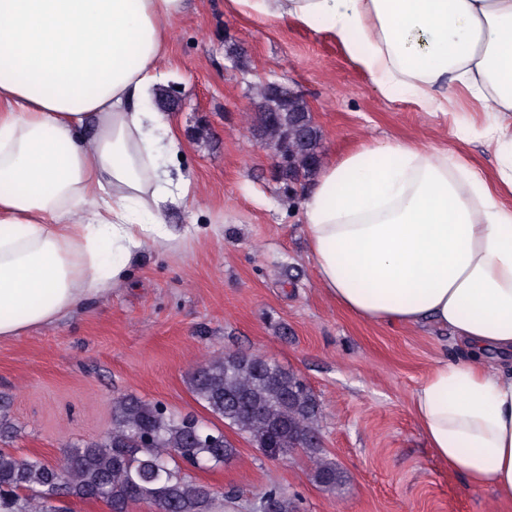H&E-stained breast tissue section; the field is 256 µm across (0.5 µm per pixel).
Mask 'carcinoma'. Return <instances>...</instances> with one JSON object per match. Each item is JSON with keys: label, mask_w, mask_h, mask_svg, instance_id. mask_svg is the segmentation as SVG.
<instances>
[{"label": "carcinoma", "mask_w": 512, "mask_h": 512, "mask_svg": "<svg viewBox=\"0 0 512 512\" xmlns=\"http://www.w3.org/2000/svg\"><path fill=\"white\" fill-rule=\"evenodd\" d=\"M288 97V110L267 112L262 87L251 116L257 141L288 160V172L307 181L321 163V135L302 101ZM194 400L223 423L203 425L192 412L174 413L159 402L127 395L112 409V428L98 439L62 451L64 474L37 457L0 448V512H54L53 501L101 500L111 512H130L148 503L157 512H216L218 497L185 471L219 467L237 453L225 446L226 430L251 442L268 457L301 453L313 462L312 480L334 491L345 473L323 456L321 404L304 379L272 359L226 353L199 366L189 377ZM299 512L298 502L273 487L260 497L257 512Z\"/></svg>", "instance_id": "1"}]
</instances>
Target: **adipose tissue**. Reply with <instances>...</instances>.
I'll return each mask as SVG.
<instances>
[{
	"label": "adipose tissue",
	"mask_w": 512,
	"mask_h": 512,
	"mask_svg": "<svg viewBox=\"0 0 512 512\" xmlns=\"http://www.w3.org/2000/svg\"><path fill=\"white\" fill-rule=\"evenodd\" d=\"M332 36L386 99L479 101L496 179L436 147L378 141L325 165L300 201L318 282L359 319L450 328L466 349L412 396L435 457L512 502V0H232ZM186 0H0V340L53 324L176 249L156 161L163 31ZM94 118L96 131L79 130Z\"/></svg>",
	"instance_id": "obj_1"
}]
</instances>
